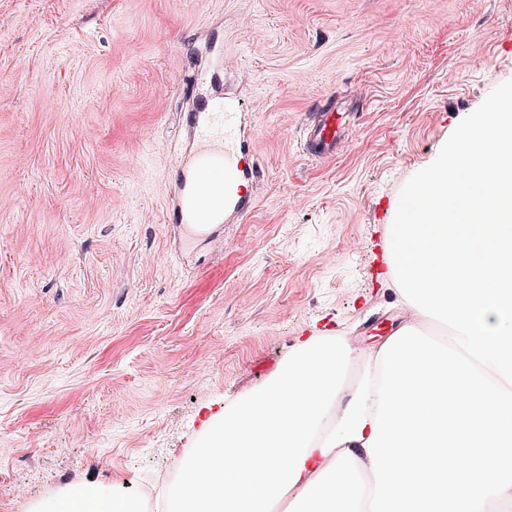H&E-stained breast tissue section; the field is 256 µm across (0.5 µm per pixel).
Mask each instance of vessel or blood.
Returning <instances> with one entry per match:
<instances>
[{
  "mask_svg": "<svg viewBox=\"0 0 512 512\" xmlns=\"http://www.w3.org/2000/svg\"><path fill=\"white\" fill-rule=\"evenodd\" d=\"M240 105L206 99L186 123L196 151L177 183L174 220L185 239L211 237L224 222L246 215L253 207L254 169L245 162L249 144L240 135ZM344 113L329 106L314 112L306 127V151L316 160L335 156L343 141Z\"/></svg>",
  "mask_w": 512,
  "mask_h": 512,
  "instance_id": "obj_1",
  "label": "vessel or blood"
}]
</instances>
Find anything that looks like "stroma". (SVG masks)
I'll return each instance as SVG.
<instances>
[{"label":"stroma","instance_id":"stroma-1","mask_svg":"<svg viewBox=\"0 0 512 512\" xmlns=\"http://www.w3.org/2000/svg\"><path fill=\"white\" fill-rule=\"evenodd\" d=\"M252 115L257 203L184 245L166 187L210 34ZM0 502L170 485L212 411L298 338L405 319L397 204L512 89L504 0H0ZM347 112L335 158L303 128Z\"/></svg>","mask_w":512,"mask_h":512}]
</instances>
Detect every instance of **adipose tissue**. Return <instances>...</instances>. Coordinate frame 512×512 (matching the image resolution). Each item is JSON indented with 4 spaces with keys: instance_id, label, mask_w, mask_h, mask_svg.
Here are the masks:
<instances>
[{
    "instance_id": "1",
    "label": "adipose tissue",
    "mask_w": 512,
    "mask_h": 512,
    "mask_svg": "<svg viewBox=\"0 0 512 512\" xmlns=\"http://www.w3.org/2000/svg\"><path fill=\"white\" fill-rule=\"evenodd\" d=\"M426 206L386 230L387 269L409 312L440 318L448 347L512 391V96L474 114L411 185ZM342 337L297 342L263 387L209 414L171 492L169 512H371L367 440L377 386L344 391L346 365L366 359ZM36 512H146L137 497L80 484Z\"/></svg>"
}]
</instances>
